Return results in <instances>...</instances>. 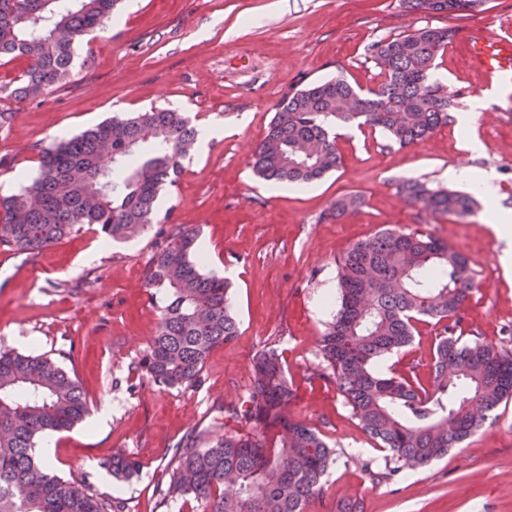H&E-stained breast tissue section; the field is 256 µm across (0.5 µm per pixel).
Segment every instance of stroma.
<instances>
[{"mask_svg": "<svg viewBox=\"0 0 512 512\" xmlns=\"http://www.w3.org/2000/svg\"><path fill=\"white\" fill-rule=\"evenodd\" d=\"M119 0L111 23L79 46L66 83L34 101H0V195L39 170L43 149L115 116L153 108L189 113L195 125L216 122L224 136L192 149L175 186L159 197V214L196 226L209 252L204 273L229 281L237 338L215 348L199 380L187 388L156 385L135 369L155 336L165 304L145 284L166 226L105 243L87 225L32 257L0 246V347L44 354L75 374L91 412L111 405L106 427L80 422L53 434L49 467L96 496H118L124 512H204V503L164 502L180 449L205 447L234 430L233 408L247 400L252 358L282 353L297 397L293 416L317 427L336 448L322 497L311 512H336L352 498L364 512H512V400L501 403L463 447L400 480L371 479L384 454L361 430L323 368L319 340L337 309V266L356 242L384 228L440 239L468 257L474 290L460 314L462 340L481 337L512 349V269L492 231L490 207L479 203L460 220L434 217L396 191L413 178L448 187V167L461 163L495 175L497 203L512 209V87L485 86L454 48L437 60L448 86L461 90L458 109L484 101L485 123L471 134L482 145L467 155L455 124L403 148L370 128L338 126L341 167L305 186L272 185L252 169L275 107L288 93L342 75L364 89L381 77L368 44L424 26L459 35L512 23V0H486L459 18L408 13L400 0ZM356 195L361 206L340 219L330 205ZM95 260H88V252ZM439 329L421 325L412 346L379 364L427 365ZM120 453L136 474L116 481L106 460Z\"/></svg>", "mask_w": 512, "mask_h": 512, "instance_id": "1", "label": "stroma"}]
</instances>
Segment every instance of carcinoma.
Listing matches in <instances>:
<instances>
[{
	"label": "carcinoma",
	"instance_id": "obj_1",
	"mask_svg": "<svg viewBox=\"0 0 512 512\" xmlns=\"http://www.w3.org/2000/svg\"><path fill=\"white\" fill-rule=\"evenodd\" d=\"M119 0H0V65L23 66L0 83V99L36 100L67 80L75 49L112 20ZM409 13L454 16L484 0H401ZM457 29L424 27L380 40L369 51L382 80L355 89L343 76L284 98L253 154V170L272 183H309L342 165L336 126L355 124L407 147L453 121L459 90L431 79L435 61ZM353 99L359 111L341 105ZM197 130L184 112L151 109L105 120L42 151L39 174L0 195V245L38 254L84 224L114 241L140 235L159 217L157 199L173 186ZM398 193L433 216L465 218L475 200L403 179ZM361 200L345 195L329 209L338 219ZM197 231L173 224L146 272V286L166 303L157 335L137 364L167 387H190L217 346L238 336L228 284L191 259ZM339 307L320 341L329 372L363 432L385 455V468L361 467L374 479H395L448 456L512 397V350L455 335L474 290L468 259L447 243L385 228L358 241L337 261ZM443 324L425 377L415 366L386 374L377 364L410 346L418 324ZM297 397L282 356L255 355L247 406L234 418L248 431L226 432L205 448H184L168 484L169 502L191 497L206 512H309L323 494L335 449L312 424L290 415ZM89 414L83 390L45 355L0 349V512H119L121 500L95 497L55 474L36 456L46 434L72 428ZM112 475L128 479L138 463L117 453Z\"/></svg>",
	"mask_w": 512,
	"mask_h": 512
}]
</instances>
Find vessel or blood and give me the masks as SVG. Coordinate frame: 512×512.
Returning a JSON list of instances; mask_svg holds the SVG:
<instances>
[{"mask_svg": "<svg viewBox=\"0 0 512 512\" xmlns=\"http://www.w3.org/2000/svg\"><path fill=\"white\" fill-rule=\"evenodd\" d=\"M464 67L488 82H512V35L495 31L468 37L459 46Z\"/></svg>", "mask_w": 512, "mask_h": 512, "instance_id": "1", "label": "vessel or blood"}]
</instances>
